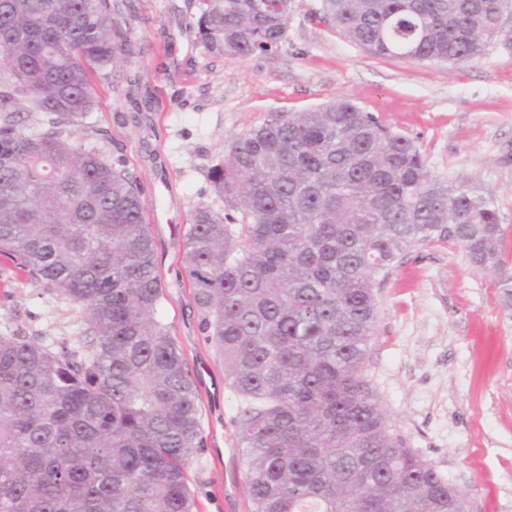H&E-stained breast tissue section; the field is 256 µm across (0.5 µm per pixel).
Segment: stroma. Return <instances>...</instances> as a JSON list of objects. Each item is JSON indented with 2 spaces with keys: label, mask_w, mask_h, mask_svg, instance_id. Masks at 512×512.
Listing matches in <instances>:
<instances>
[{
  "label": "stroma",
  "mask_w": 512,
  "mask_h": 512,
  "mask_svg": "<svg viewBox=\"0 0 512 512\" xmlns=\"http://www.w3.org/2000/svg\"><path fill=\"white\" fill-rule=\"evenodd\" d=\"M280 45L246 58L208 54L195 0H110L125 35L119 63L94 77L96 104L76 142L121 160L151 222L170 326L202 399L205 446L189 474L195 512H252L236 424L240 396L206 341L181 263L198 204L225 210L209 177L230 142L278 112L348 99L411 139L439 180L491 195L512 270V10L469 63L376 57L323 17L324 0H291ZM378 316L365 375L403 438L469 512H512V308L497 276L474 268L439 229L375 278ZM22 329L73 342L77 309L0 257V333Z\"/></svg>",
  "instance_id": "35a3bbf8"
}]
</instances>
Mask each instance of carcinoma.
I'll return each mask as SVG.
<instances>
[{"label": "carcinoma", "instance_id": "1", "mask_svg": "<svg viewBox=\"0 0 512 512\" xmlns=\"http://www.w3.org/2000/svg\"><path fill=\"white\" fill-rule=\"evenodd\" d=\"M500 0H325L376 56L464 65ZM209 54L282 42L272 0H196ZM108 0H0V256L80 312L74 344L0 333V512H194L201 399L156 312L164 293L139 192L74 142L92 74L123 49ZM43 114L29 132L20 113ZM210 178L241 223L196 207L181 261L240 394L253 512H468L402 438L364 377L374 277L440 226L479 270L502 265L494 198L434 178L415 143L341 99L236 137Z\"/></svg>", "mask_w": 512, "mask_h": 512}]
</instances>
